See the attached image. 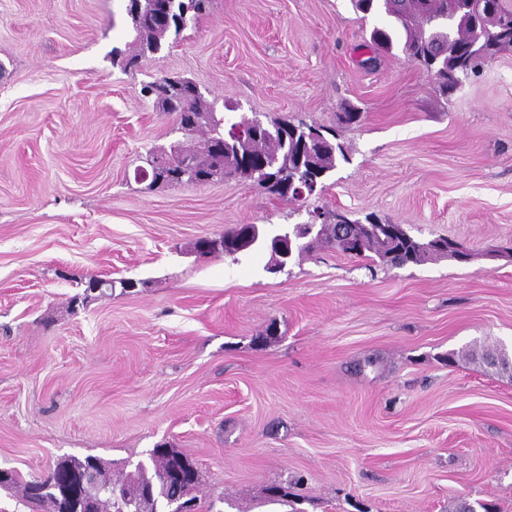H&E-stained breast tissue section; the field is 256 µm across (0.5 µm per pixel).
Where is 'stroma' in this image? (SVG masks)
I'll use <instances>...</instances> for the list:
<instances>
[{
	"label": "stroma",
	"mask_w": 512,
	"mask_h": 512,
	"mask_svg": "<svg viewBox=\"0 0 512 512\" xmlns=\"http://www.w3.org/2000/svg\"><path fill=\"white\" fill-rule=\"evenodd\" d=\"M371 26L350 0H212L139 56L126 0H0V468L164 443L199 470L195 512H512V372L478 358L512 352V261L484 257L512 244V49L444 92L401 49L367 65ZM173 77L220 114L334 130L347 158L300 200L149 189L175 117L140 89ZM316 209L475 259L195 252Z\"/></svg>",
	"instance_id": "35a3bbf8"
}]
</instances>
